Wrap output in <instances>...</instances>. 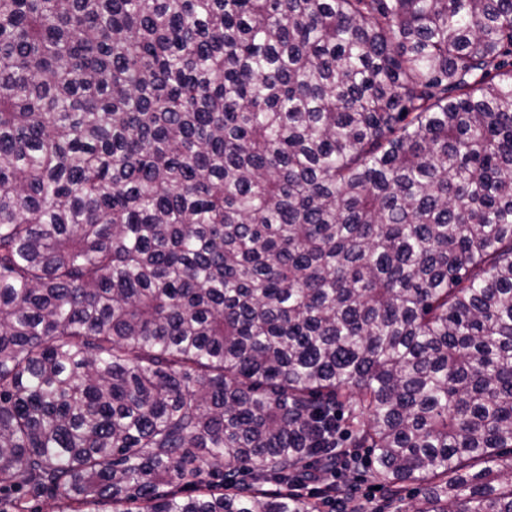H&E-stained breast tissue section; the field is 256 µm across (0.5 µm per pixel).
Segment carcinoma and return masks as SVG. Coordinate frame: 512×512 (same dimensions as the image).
<instances>
[{
	"label": "carcinoma",
	"instance_id": "carcinoma-1",
	"mask_svg": "<svg viewBox=\"0 0 512 512\" xmlns=\"http://www.w3.org/2000/svg\"><path fill=\"white\" fill-rule=\"evenodd\" d=\"M349 448L512 512V0H0V512Z\"/></svg>",
	"mask_w": 512,
	"mask_h": 512
}]
</instances>
